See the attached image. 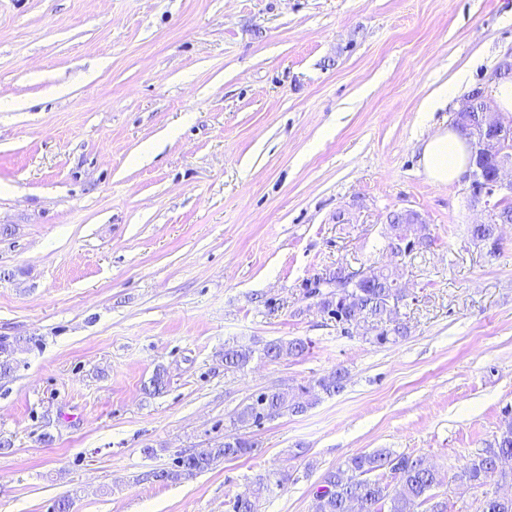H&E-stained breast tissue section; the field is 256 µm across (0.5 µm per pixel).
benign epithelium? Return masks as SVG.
<instances>
[{
    "instance_id": "obj_1",
    "label": "benign epithelium",
    "mask_w": 512,
    "mask_h": 512,
    "mask_svg": "<svg viewBox=\"0 0 512 512\" xmlns=\"http://www.w3.org/2000/svg\"><path fill=\"white\" fill-rule=\"evenodd\" d=\"M480 111H473L474 99L465 98L455 112L454 127L465 138L473 156L490 158L496 161V169L486 175L480 166L468 170L472 201L476 205L488 206L489 199L503 191H512V183H504L503 175L512 169V156L505 154L504 146L512 142V123L501 120L492 112L491 99L480 94ZM393 244L399 252H409L415 247H425L429 242L416 236L414 232L398 233Z\"/></svg>"
}]
</instances>
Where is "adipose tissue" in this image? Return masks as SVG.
<instances>
[{"mask_svg": "<svg viewBox=\"0 0 512 512\" xmlns=\"http://www.w3.org/2000/svg\"><path fill=\"white\" fill-rule=\"evenodd\" d=\"M469 159L467 143L452 129H445L424 142L421 165L434 183L454 182L466 168Z\"/></svg>", "mask_w": 512, "mask_h": 512, "instance_id": "ef3b65f1", "label": "adipose tissue"}]
</instances>
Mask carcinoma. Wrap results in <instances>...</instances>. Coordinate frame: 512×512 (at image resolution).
Wrapping results in <instances>:
<instances>
[{"label":"carcinoma","instance_id":"carcinoma-1","mask_svg":"<svg viewBox=\"0 0 512 512\" xmlns=\"http://www.w3.org/2000/svg\"><path fill=\"white\" fill-rule=\"evenodd\" d=\"M496 224H512V202L500 199L491 208ZM368 276L363 281H348L347 288H337L330 295L322 293L328 287L325 280L315 279L305 284L306 294L320 298L322 311L335 319L336 324H344L356 319L373 323L375 333L371 341L384 345L395 343L408 334L405 324L397 328L387 326L395 319L392 298H400V289L392 287L395 275L392 271L374 265L367 267ZM19 347V341L7 342L0 339V375L12 371V355ZM306 344L300 339L275 341L266 344L263 354L278 360L283 357H298L304 354ZM253 350L249 348H229L224 351V366L233 371L241 370L251 360ZM348 373L336 368L321 377L313 386L305 390L310 398L300 400L289 395L288 390L274 388L259 393L246 404L232 420L238 433L224 436V442L213 448H205L177 459L174 468L153 471L147 477L161 483L175 482L182 478L211 469L221 460L237 459L255 451L256 442L239 433L241 429L260 426L263 421L274 419L285 413H303L315 403L320 394L332 396L342 392L346 386ZM512 458V422L507 425L495 443L482 453L467 459L456 474V478L474 487H482L495 476L506 474L499 471L502 458ZM399 472L397 489L389 491L388 485L380 479H372L375 472ZM287 476L268 473L258 479L254 490L238 494L231 501V512H255L256 499L264 492L283 487ZM438 485L437 472L424 464L423 460L408 454H397L387 448L372 452L356 453L344 463L324 475L317 489L314 512H417L429 504L428 512H447L448 504L437 500L433 489ZM481 512H512V500L505 502L497 495H485Z\"/></svg>","mask_w":512,"mask_h":512}]
</instances>
